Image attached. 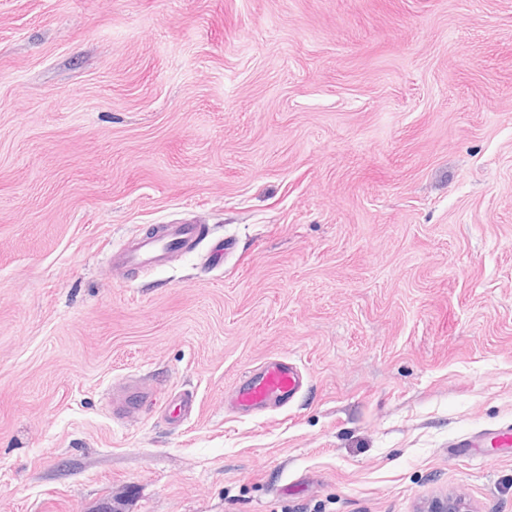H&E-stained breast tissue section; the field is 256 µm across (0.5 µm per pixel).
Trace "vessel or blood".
I'll return each mask as SVG.
<instances>
[{
    "label": "vessel or blood",
    "instance_id": "b4317fda",
    "mask_svg": "<svg viewBox=\"0 0 512 512\" xmlns=\"http://www.w3.org/2000/svg\"><path fill=\"white\" fill-rule=\"evenodd\" d=\"M198 224H163L153 235H144L129 242L112 256L114 264L124 268L148 269L176 258L180 251L193 247L201 238ZM301 369L283 358H271L241 378L224 406L230 414L256 416L285 406L306 385ZM497 447H512V429L479 433L461 440L464 448H477L486 441Z\"/></svg>",
    "mask_w": 512,
    "mask_h": 512
}]
</instances>
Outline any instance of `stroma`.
Returning a JSON list of instances; mask_svg holds the SVG:
<instances>
[{
  "label": "stroma",
  "instance_id": "1",
  "mask_svg": "<svg viewBox=\"0 0 512 512\" xmlns=\"http://www.w3.org/2000/svg\"><path fill=\"white\" fill-rule=\"evenodd\" d=\"M508 426L512 0H0V512H512ZM155 235H144L112 255L113 265L148 269L164 265L180 251L193 247L202 237L200 224H161ZM307 385V377L288 359L269 358L241 378L224 398V409L238 416H256L285 406ZM488 440H494L496 447H512V429L507 427L506 429H499L490 433L475 434L461 440L457 443V446H459V448H479Z\"/></svg>",
  "mask_w": 512,
  "mask_h": 512
}]
</instances>
